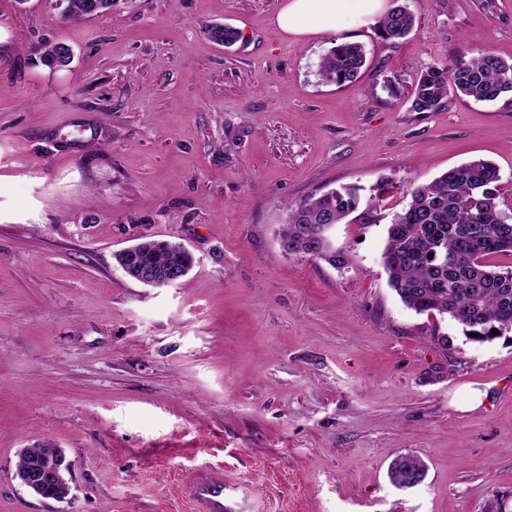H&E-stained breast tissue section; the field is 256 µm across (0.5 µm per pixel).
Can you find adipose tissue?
<instances>
[{"label":"adipose tissue","mask_w":512,"mask_h":512,"mask_svg":"<svg viewBox=\"0 0 512 512\" xmlns=\"http://www.w3.org/2000/svg\"><path fill=\"white\" fill-rule=\"evenodd\" d=\"M384 0H285L276 27L296 36L336 33L376 24Z\"/></svg>","instance_id":"1"}]
</instances>
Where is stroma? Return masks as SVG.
Segmentation results:
<instances>
[{
	"label": "stroma",
	"mask_w": 512,
	"mask_h": 512,
	"mask_svg": "<svg viewBox=\"0 0 512 512\" xmlns=\"http://www.w3.org/2000/svg\"><path fill=\"white\" fill-rule=\"evenodd\" d=\"M283 2L114 0L73 22L0 0V512H190L179 478L205 464L233 512H512V332L474 342L407 308L387 221L336 226L345 269L280 240L309 195L358 185L390 213L478 158L512 208V108L411 109L431 64L512 62V0H407L397 44L283 34ZM45 40L68 68L34 64ZM341 41L366 65L337 86L319 70ZM146 236L193 253L186 283L122 272ZM46 440L71 463L61 502L15 478ZM408 453L427 476L400 489ZM33 50L39 63L50 71L61 70L72 62V49L63 42L45 41ZM388 477L396 487H409L424 481L426 469L414 455H400L390 465Z\"/></svg>",
	"instance_id": "1"
}]
</instances>
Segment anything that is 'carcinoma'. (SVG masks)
<instances>
[{
	"mask_svg": "<svg viewBox=\"0 0 512 512\" xmlns=\"http://www.w3.org/2000/svg\"><path fill=\"white\" fill-rule=\"evenodd\" d=\"M61 18L77 20L112 11V0H62ZM415 25L403 5L389 9L376 23L377 37L396 43ZM39 63L51 71L72 62V49L63 42L46 41L34 47ZM366 53L357 42L335 44L323 58V81L342 85L353 82L365 65ZM479 102L501 101L512 106V63L490 52L440 61L422 72L411 94L415 112H435L451 97ZM499 170L493 163L476 159L453 167L434 181L407 190L406 207L391 213L383 262L391 287L402 302L418 313H437L460 324L471 340L485 342L512 331V277L508 267L495 263L499 255L512 256V217L499 202ZM362 187L333 188L292 206L281 232V245L290 255L323 260L335 268L350 262L348 252L333 251L319 242L321 226L375 224L386 218L378 212L379 197L360 209ZM134 261L160 274L176 266L188 272L192 254L177 250L168 240H149L140 246ZM388 477L399 488L424 481L426 469L411 454L398 456Z\"/></svg>",
	"mask_w": 512,
	"mask_h": 512,
	"instance_id": "1",
	"label": "carcinoma"
}]
</instances>
